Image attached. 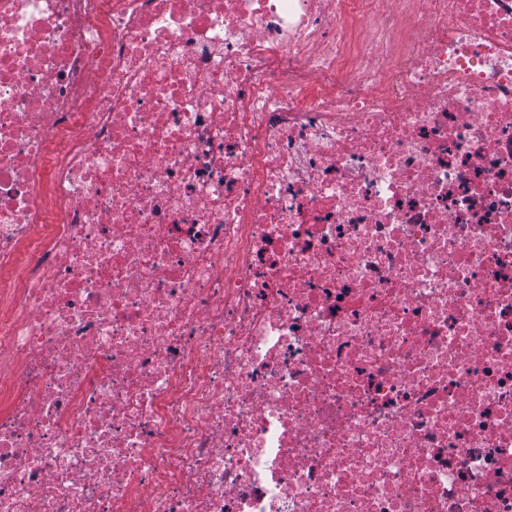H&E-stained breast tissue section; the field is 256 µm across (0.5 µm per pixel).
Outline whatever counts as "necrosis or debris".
<instances>
[{"label":"necrosis or debris","mask_w":512,"mask_h":512,"mask_svg":"<svg viewBox=\"0 0 512 512\" xmlns=\"http://www.w3.org/2000/svg\"><path fill=\"white\" fill-rule=\"evenodd\" d=\"M0 512H512V0H0Z\"/></svg>","instance_id":"4bbe7bcc"}]
</instances>
